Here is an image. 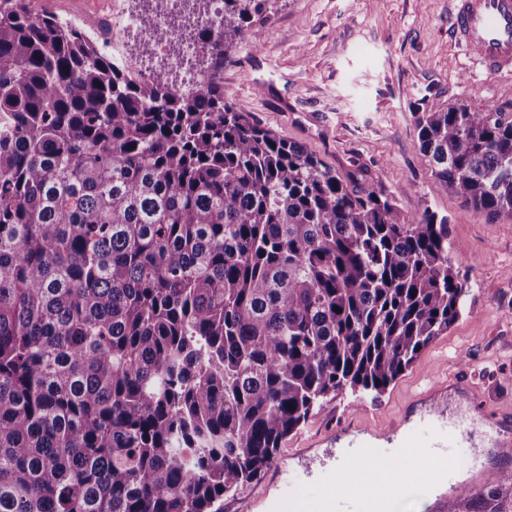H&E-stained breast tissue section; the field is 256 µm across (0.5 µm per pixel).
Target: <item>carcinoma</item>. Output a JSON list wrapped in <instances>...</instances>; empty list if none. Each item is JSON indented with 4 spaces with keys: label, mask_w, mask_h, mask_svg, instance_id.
<instances>
[{
    "label": "carcinoma",
    "mask_w": 512,
    "mask_h": 512,
    "mask_svg": "<svg viewBox=\"0 0 512 512\" xmlns=\"http://www.w3.org/2000/svg\"><path fill=\"white\" fill-rule=\"evenodd\" d=\"M275 3L224 0L181 90L0 0V512H224L323 398L380 396L460 317L448 217L224 100ZM418 137L449 194L512 218L511 112Z\"/></svg>",
    "instance_id": "obj_1"
}]
</instances>
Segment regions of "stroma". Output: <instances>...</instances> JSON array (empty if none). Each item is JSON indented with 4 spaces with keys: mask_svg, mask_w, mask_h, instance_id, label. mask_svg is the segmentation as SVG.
Returning <instances> with one entry per match:
<instances>
[{
    "mask_svg": "<svg viewBox=\"0 0 512 512\" xmlns=\"http://www.w3.org/2000/svg\"><path fill=\"white\" fill-rule=\"evenodd\" d=\"M450 0H277L224 64V98L258 124L304 146L341 176L377 184L404 215L449 219L448 256L464 308L378 399L328 397L282 443L261 476L225 497L224 512H292L336 484L325 439L361 412L373 435L410 420L417 395L441 376L470 381L460 403L476 430L512 414V220L468 210L421 160L417 120L481 100L512 112V78L487 75L454 41ZM317 466L315 477L302 476Z\"/></svg>",
    "mask_w": 512,
    "mask_h": 512,
    "instance_id": "35a3bbf8",
    "label": "stroma"
}]
</instances>
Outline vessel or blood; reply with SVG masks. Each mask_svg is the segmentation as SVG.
Wrapping results in <instances>:
<instances>
[{
    "label": "vessel or blood",
    "instance_id": "b4317fda",
    "mask_svg": "<svg viewBox=\"0 0 512 512\" xmlns=\"http://www.w3.org/2000/svg\"><path fill=\"white\" fill-rule=\"evenodd\" d=\"M451 19L455 41L473 52L485 72L512 77V0H453ZM465 395V389L450 390L443 385L423 395L425 407L419 419L430 426L431 438L419 442L416 432L409 429L399 434L402 447L422 448L425 457L435 463V483L447 490L446 495L438 500L439 512H447L449 503L465 490L458 479L451 451L471 440L470 425L466 419L447 416L442 402L447 397L459 400ZM361 430L358 424L349 427V440L336 453L333 470L340 490L325 500V512H342L350 489L356 484L351 470L367 459L377 463L378 482L375 496H362V512H376L379 499H393L400 491L418 484L416 473L394 467L393 462L398 455L396 449L368 447Z\"/></svg>",
    "mask_w": 512,
    "mask_h": 512
}]
</instances>
